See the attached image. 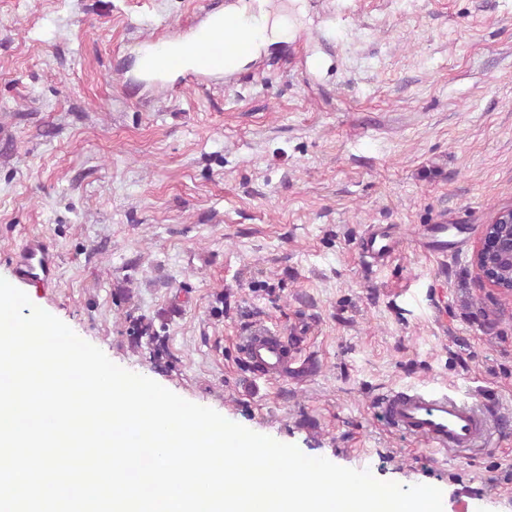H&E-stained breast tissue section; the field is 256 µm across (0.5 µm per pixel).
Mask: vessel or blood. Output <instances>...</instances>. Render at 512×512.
I'll return each instance as SVG.
<instances>
[{"instance_id":"obj_1","label":"vessel or blood","mask_w":512,"mask_h":512,"mask_svg":"<svg viewBox=\"0 0 512 512\" xmlns=\"http://www.w3.org/2000/svg\"><path fill=\"white\" fill-rule=\"evenodd\" d=\"M233 32L230 48L216 56L225 32ZM257 35L236 9L205 12L197 23L178 38L153 37L139 40L145 75L155 80L178 74L183 84L202 86L204 80L220 77L226 65L250 56ZM421 250L438 257L448 254V227L422 224L417 229ZM397 239L392 230L378 224L369 225L362 237L360 250L372 261L389 259ZM53 253L44 242L31 240L17 254V274L36 288L54 283ZM242 350L258 372L275 370L288 359L287 341L278 332L258 327L242 339ZM385 420L408 437L425 440L433 449L467 450L478 447L488 434L486 413L478 405L442 389L413 388L391 392L381 403Z\"/></svg>"}]
</instances>
